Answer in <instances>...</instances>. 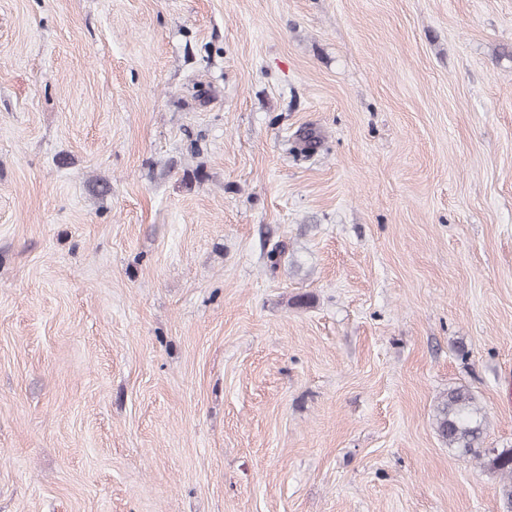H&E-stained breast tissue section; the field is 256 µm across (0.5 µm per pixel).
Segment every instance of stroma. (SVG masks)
I'll use <instances>...</instances> for the list:
<instances>
[{
	"mask_svg": "<svg viewBox=\"0 0 512 512\" xmlns=\"http://www.w3.org/2000/svg\"><path fill=\"white\" fill-rule=\"evenodd\" d=\"M459 385L512 448V0H0V512H502ZM435 426L439 436L462 455L480 458L479 445L487 426V416L466 387L448 389L436 407Z\"/></svg>",
	"mask_w": 512,
	"mask_h": 512,
	"instance_id": "stroma-1",
	"label": "stroma"
}]
</instances>
